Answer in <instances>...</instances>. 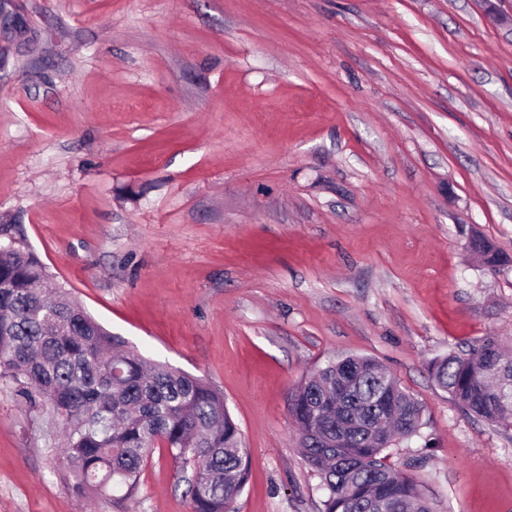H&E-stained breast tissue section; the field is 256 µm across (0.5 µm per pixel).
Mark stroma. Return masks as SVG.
<instances>
[{
    "label": "stroma",
    "instance_id": "stroma-1",
    "mask_svg": "<svg viewBox=\"0 0 512 512\" xmlns=\"http://www.w3.org/2000/svg\"><path fill=\"white\" fill-rule=\"evenodd\" d=\"M19 5L39 47L0 67V240L223 392L250 451L238 512H321L288 396L349 355L422 402L388 461L437 512H512V430L428 373L512 346V0ZM46 443L0 383V512H191L166 449L86 499Z\"/></svg>",
    "mask_w": 512,
    "mask_h": 512
}]
</instances>
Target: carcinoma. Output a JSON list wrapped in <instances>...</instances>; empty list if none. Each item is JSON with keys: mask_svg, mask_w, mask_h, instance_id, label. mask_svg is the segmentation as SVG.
Masks as SVG:
<instances>
[{"mask_svg": "<svg viewBox=\"0 0 512 512\" xmlns=\"http://www.w3.org/2000/svg\"><path fill=\"white\" fill-rule=\"evenodd\" d=\"M428 371L464 411L512 428V353L498 340L436 357ZM0 381L41 418L58 475L77 495L134 487L150 452L166 448L192 512H236L250 455L224 394L125 349L19 248L0 251ZM288 412L300 454L326 486L323 512H435L373 436L409 438L422 418L378 361L328 363L293 388Z\"/></svg>", "mask_w": 512, "mask_h": 512, "instance_id": "cac0c4a2", "label": "carcinoma"}]
</instances>
